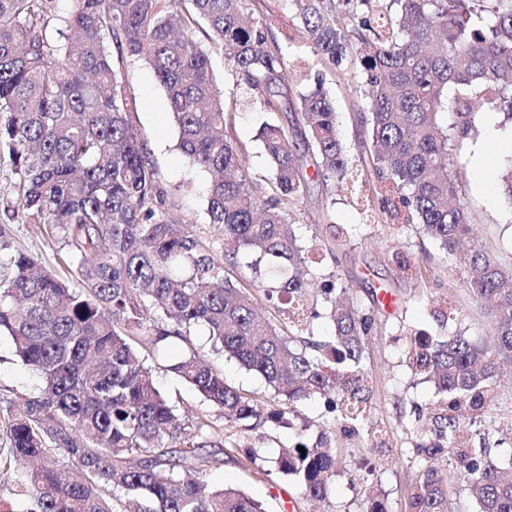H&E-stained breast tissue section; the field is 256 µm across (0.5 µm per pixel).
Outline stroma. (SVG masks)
Masks as SVG:
<instances>
[{
	"instance_id": "1",
	"label": "stroma",
	"mask_w": 512,
	"mask_h": 512,
	"mask_svg": "<svg viewBox=\"0 0 512 512\" xmlns=\"http://www.w3.org/2000/svg\"><path fill=\"white\" fill-rule=\"evenodd\" d=\"M195 38L209 56L227 108L234 111L232 139L245 155L256 183L268 186L272 167L259 130L267 123L293 121L295 115L260 104L236 108L243 91L237 87L222 49L208 39L206 25L197 27ZM283 53L288 94L308 89L316 75H323L345 153L353 167L364 173L354 188L342 192L329 194L322 186L310 185L289 209L301 236L312 247L309 295L320 298L323 283L337 281L349 288L358 306L374 315L365 354L368 426L351 430L328 412L324 398L314 397L287 413L283 422L233 429L232 440L238 449L252 448L265 457L301 443L313 448L324 441L343 449L344 466L332 479L323 502L302 498L300 489L279 474L269 475L231 459L207 468L204 479L214 489L244 491L262 501L267 512H366L374 496L384 498L389 512H409L410 489L421 468L411 449L421 442L423 431L432 429V404L438 395L432 383L413 374L404 362L407 332L423 329L435 336H448L462 331L475 336L487 330L488 320L460 285L435 241L419 228L400 230L387 223L378 203L380 183L373 173L368 136L361 124L365 100L358 68L346 61L323 69L310 48L296 44L285 46ZM112 66L135 101L130 121L142 135L166 191L167 208L182 223L191 225L207 246L222 249V230L210 224L207 213L210 176L193 167L178 150V131L169 115L167 95L152 68L117 51L112 54ZM491 127L503 136L512 135V126L504 123L501 114L484 111L479 136L455 156L454 167L459 191L472 216L475 243L502 265L511 266L512 211L502 202L496 181L512 155L488 141L486 132ZM16 180L9 166L0 167V226L6 230L9 250L30 254L46 267L59 269L64 254L60 242L48 237L43 225L8 218ZM334 224L346 228L347 236L333 237L330 227ZM398 256L410 264V271L399 269L394 262ZM450 309L455 310L456 320H446ZM208 335L206 327H197L189 341L167 344L163 355L150 359L163 395L186 413L207 411L201 396L169 369L179 358L196 353L223 371L226 382L265 401L269 411L281 410V399L260 375L212 355ZM37 382L35 373L15 356L9 339L1 336L0 398L27 394ZM472 431L476 446L488 448L491 457L501 461L512 457V367L505 369L494 404Z\"/></svg>"
}]
</instances>
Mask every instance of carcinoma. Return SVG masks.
Listing matches in <instances>:
<instances>
[{
    "mask_svg": "<svg viewBox=\"0 0 512 512\" xmlns=\"http://www.w3.org/2000/svg\"><path fill=\"white\" fill-rule=\"evenodd\" d=\"M298 31L331 65L359 66L379 205L400 227L435 240L475 302L489 334L411 335L408 368L447 398L435 406L441 444L473 496L474 512H512V463L471 446L474 424L493 403L498 368L512 362V268L473 245L470 214L458 196L456 151L478 132L482 111L512 125V0H288ZM55 0H0V165L19 175L11 220L46 225L67 254L65 279L17 252L0 262V334L34 370L38 386L0 405V465L19 468L0 484V512L29 500V512H265L235 488L203 479L223 460L226 425L265 419L260 401L227 384L196 355L170 366L213 408L187 416L156 387L147 364L155 349L188 340L199 323L212 350L260 374L294 408L317 396L337 417L362 424L367 407L365 350L374 328L349 289L327 283L332 336L295 338L259 316L253 289L224 275L242 250L295 273L264 296L307 305L300 273L309 247L285 202L316 181L348 184L333 103L316 87L298 94L292 128L261 131L271 190L252 179L228 133L232 112L194 39L201 19L249 93L273 107L282 53L272 22L256 21L249 0H74L58 37L46 35ZM149 64L165 89L178 148L212 175L207 211L224 226V253L165 208V191L129 120L134 102L112 68V45ZM452 111L455 122L439 116ZM312 152L308 173L300 151ZM340 448L286 450L274 468L309 499H324ZM410 512H448V486L432 465L409 495Z\"/></svg>",
    "mask_w": 512,
    "mask_h": 512,
    "instance_id": "carcinoma-1",
    "label": "carcinoma"
}]
</instances>
